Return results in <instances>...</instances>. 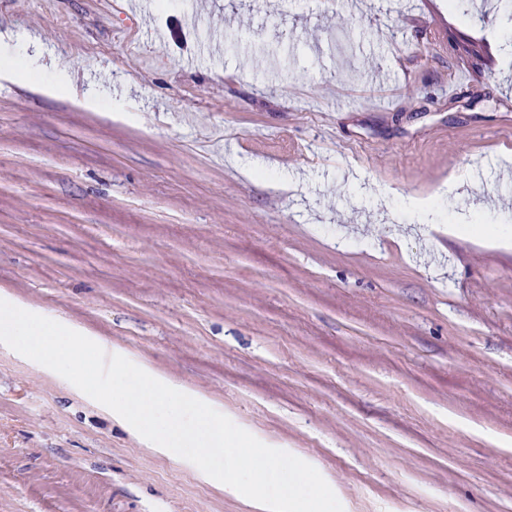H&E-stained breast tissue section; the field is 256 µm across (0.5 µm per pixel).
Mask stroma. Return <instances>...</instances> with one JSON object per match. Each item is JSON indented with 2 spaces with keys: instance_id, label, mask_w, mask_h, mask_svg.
Returning a JSON list of instances; mask_svg holds the SVG:
<instances>
[{
  "instance_id": "1",
  "label": "stroma",
  "mask_w": 512,
  "mask_h": 512,
  "mask_svg": "<svg viewBox=\"0 0 512 512\" xmlns=\"http://www.w3.org/2000/svg\"><path fill=\"white\" fill-rule=\"evenodd\" d=\"M126 2L0 0L75 86L0 82V292L344 512H512V14L140 0L128 49ZM0 512L255 510L0 344Z\"/></svg>"
}]
</instances>
